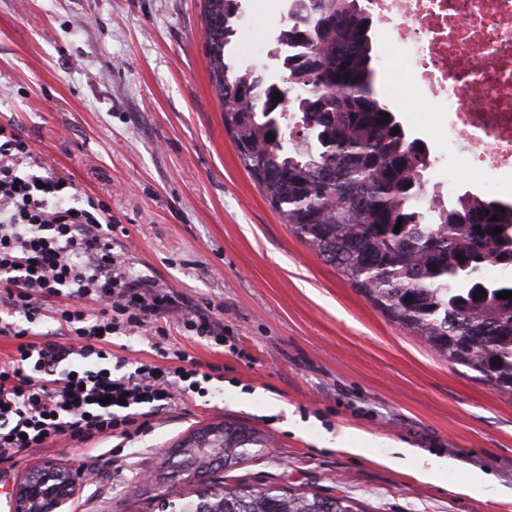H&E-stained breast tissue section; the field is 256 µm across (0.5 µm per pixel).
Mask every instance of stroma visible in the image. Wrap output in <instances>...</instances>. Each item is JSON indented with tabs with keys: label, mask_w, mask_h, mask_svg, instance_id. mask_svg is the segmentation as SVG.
Here are the masks:
<instances>
[{
	"label": "stroma",
	"mask_w": 512,
	"mask_h": 512,
	"mask_svg": "<svg viewBox=\"0 0 512 512\" xmlns=\"http://www.w3.org/2000/svg\"><path fill=\"white\" fill-rule=\"evenodd\" d=\"M289 0H241L236 61L266 65ZM409 139L448 147L432 113L375 85ZM0 124L40 165L112 209L135 272L183 293L224 325V342L166 329L126 340L130 360L183 350L219 377L186 394L148 435L60 437L0 464V512L29 469L83 472L65 512H155L174 488L157 472L193 430L224 421L269 445L223 471V486L304 487L364 512H512V398L453 365L372 305L282 224L241 166L209 79L202 0H0ZM427 195L454 204L482 177L429 167ZM345 447H337V435ZM409 456L388 466L394 449ZM448 459L435 480L421 457Z\"/></svg>",
	"instance_id": "1"
}]
</instances>
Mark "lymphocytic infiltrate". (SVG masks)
Wrapping results in <instances>:
<instances>
[{
	"instance_id": "1",
	"label": "lymphocytic infiltrate",
	"mask_w": 512,
	"mask_h": 512,
	"mask_svg": "<svg viewBox=\"0 0 512 512\" xmlns=\"http://www.w3.org/2000/svg\"><path fill=\"white\" fill-rule=\"evenodd\" d=\"M28 143L0 125V335L15 352L0 362V463L66 436L126 442L148 430L178 393L211 381L176 351L177 366L114 357L121 333L156 336L158 320L224 342V326L178 291L136 275L112 237V212L54 172H30ZM55 324L35 341L33 325Z\"/></svg>"
}]
</instances>
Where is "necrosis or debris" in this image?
<instances>
[{
    "mask_svg": "<svg viewBox=\"0 0 512 512\" xmlns=\"http://www.w3.org/2000/svg\"><path fill=\"white\" fill-rule=\"evenodd\" d=\"M385 56L483 191L512 201V0H367Z\"/></svg>",
    "mask_w": 512,
    "mask_h": 512,
    "instance_id": "necrosis-or-debris-1",
    "label": "necrosis or debris"
}]
</instances>
